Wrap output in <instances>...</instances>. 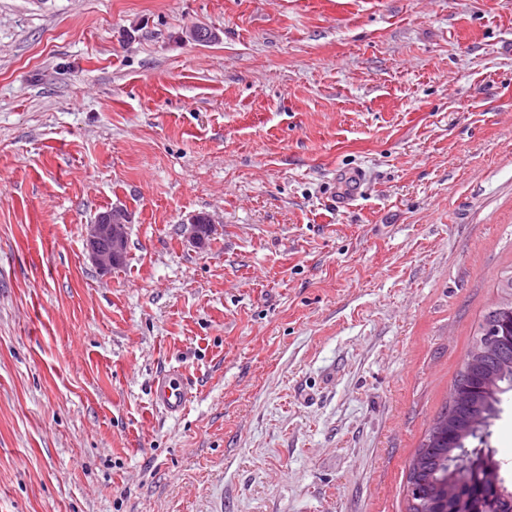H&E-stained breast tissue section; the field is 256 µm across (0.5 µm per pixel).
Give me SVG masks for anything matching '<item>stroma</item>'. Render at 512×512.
Wrapping results in <instances>:
<instances>
[{
	"mask_svg": "<svg viewBox=\"0 0 512 512\" xmlns=\"http://www.w3.org/2000/svg\"><path fill=\"white\" fill-rule=\"evenodd\" d=\"M511 272L512 0H0V512H408ZM131 216L122 208L100 213L86 225L85 247L89 260L101 272L108 273L126 257ZM191 390L184 374L179 369L169 368L156 378L153 402L162 412L174 415L186 406L191 397Z\"/></svg>",
	"mask_w": 512,
	"mask_h": 512,
	"instance_id": "35a3bbf8",
	"label": "stroma"
}]
</instances>
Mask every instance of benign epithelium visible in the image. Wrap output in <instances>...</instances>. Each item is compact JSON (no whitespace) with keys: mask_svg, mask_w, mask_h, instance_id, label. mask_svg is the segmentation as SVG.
<instances>
[{"mask_svg":"<svg viewBox=\"0 0 512 512\" xmlns=\"http://www.w3.org/2000/svg\"><path fill=\"white\" fill-rule=\"evenodd\" d=\"M130 214L122 208H113L100 213L96 220L86 225L85 247L89 260L101 272L108 273L126 257ZM213 225L193 217L189 224V238L200 245L204 235L212 232Z\"/></svg>","mask_w":512,"mask_h":512,"instance_id":"obj_1","label":"benign epithelium"}]
</instances>
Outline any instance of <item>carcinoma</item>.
I'll return each mask as SVG.
<instances>
[{
  "label": "carcinoma",
  "mask_w": 512,
  "mask_h": 512,
  "mask_svg": "<svg viewBox=\"0 0 512 512\" xmlns=\"http://www.w3.org/2000/svg\"><path fill=\"white\" fill-rule=\"evenodd\" d=\"M502 287L507 297L482 316L467 358L454 378L449 402L430 426L409 464L410 512H512V490L493 451L479 458L502 395L512 391V274ZM481 459L477 476L461 463Z\"/></svg>",
  "instance_id": "carcinoma-1"
}]
</instances>
